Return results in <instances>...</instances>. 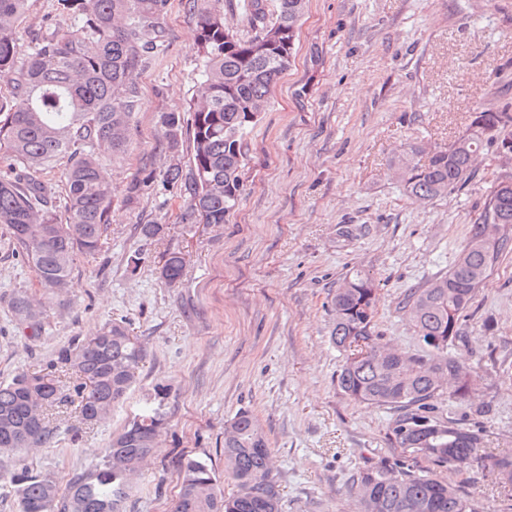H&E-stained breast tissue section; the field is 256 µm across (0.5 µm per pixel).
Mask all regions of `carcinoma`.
<instances>
[{"mask_svg":"<svg viewBox=\"0 0 512 512\" xmlns=\"http://www.w3.org/2000/svg\"><path fill=\"white\" fill-rule=\"evenodd\" d=\"M28 0H0V78L13 83L0 97V228L32 264L42 287L71 283L77 257L100 250L110 229L112 183L101 157L131 146L133 119L141 107L137 79L149 57L164 46L168 0H58L74 17L72 31L41 36L19 63L17 25ZM198 17L197 41L202 80L186 112H162L158 123L169 153L184 140L192 144L188 164L173 163L163 172L149 170L130 183L123 198L137 203L146 189L160 185L187 197L186 224H225L244 195L247 137L262 119L273 90L291 66L306 0H246L247 35L227 23L224 0H189ZM512 154V106L472 113L461 136L429 152L424 163L406 161L401 183L415 202L427 203L462 188L484 144ZM65 219L49 207L53 187L43 171L60 157ZM512 188L494 189L472 224L470 236L448 272L402 301L421 353L379 354L377 330L379 282L353 272L344 277L332 300L330 339L343 353L339 389L351 400L393 411L388 441L403 459L358 470L352 490L359 512H480L472 500L406 464L423 457L437 466L483 465L476 448L481 437L444 418L438 400L445 388L438 374L454 373L453 394L468 391L467 368L448 354L465 336L464 318L476 289L498 259L512 252ZM147 241L165 237L164 224H140ZM160 278L181 282L186 259L166 250ZM20 325L39 336L42 322L32 316V301L18 296L13 305ZM145 347L126 323L113 321L96 335L59 350L41 374L19 372L0 381V449L22 452L50 445L58 435L51 415L77 403V421L106 419L136 383ZM167 392L159 387L112 439L100 462L70 480L59 493L49 473L20 468L10 477L22 512H122L142 462L150 454L167 417ZM224 474L233 490L224 494L215 472L202 457L186 459L180 470L174 512H281L279 485L270 466V448L258 419L237 413L224 427ZM495 483L512 484V456L492 461Z\"/></svg>","mask_w":512,"mask_h":512,"instance_id":"obj_1","label":"carcinoma"}]
</instances>
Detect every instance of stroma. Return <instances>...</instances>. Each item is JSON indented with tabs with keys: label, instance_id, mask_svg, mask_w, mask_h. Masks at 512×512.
Returning <instances> with one entry per match:
<instances>
[{
	"label": "stroma",
	"instance_id": "1",
	"mask_svg": "<svg viewBox=\"0 0 512 512\" xmlns=\"http://www.w3.org/2000/svg\"><path fill=\"white\" fill-rule=\"evenodd\" d=\"M75 26L57 0H28L20 57L37 32ZM164 26L166 46L138 78L132 146L104 160L111 230L98 252L78 256L71 288L59 295L40 288L0 231V381L40 372L62 347L115 320L147 352L109 418L61 431L50 446L0 452V512H21L9 482L16 466L67 486L158 386L168 393V424L124 512H172L190 456L210 459L220 488L231 491L224 426L243 410L266 433L282 512H358L353 474L401 451L386 438L391 410L351 401L337 386L332 298L347 273L369 272L381 288L383 343L420 350L400 302L454 265L497 177L512 173V155L484 148L465 187L422 205L405 195L395 167L411 149L453 141L476 107L512 103V0H307L295 59L248 136L244 199L229 223L211 226L183 223L187 199L175 189L122 202L144 169L172 163L158 115L187 111L202 79L188 0H169ZM303 85L300 103L293 92ZM141 224H165L170 233L151 243L140 237ZM342 224L351 237H339ZM167 249L188 258L173 288L158 273ZM135 254L134 269L127 260ZM20 294L44 319L40 337L28 338L18 324L12 302ZM464 328L466 342L448 353L468 366L472 391L444 395V414L479 433L487 457L512 455V253L476 290ZM416 467L483 512H512V492L493 486L485 471L423 459Z\"/></svg>",
	"mask_w": 512,
	"mask_h": 512
}]
</instances>
